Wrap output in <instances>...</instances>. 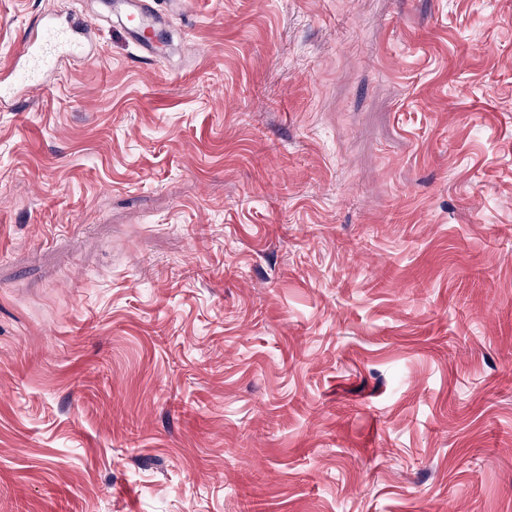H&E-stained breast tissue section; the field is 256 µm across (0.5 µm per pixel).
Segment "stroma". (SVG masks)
<instances>
[{
	"instance_id": "35a3bbf8",
	"label": "stroma",
	"mask_w": 512,
	"mask_h": 512,
	"mask_svg": "<svg viewBox=\"0 0 512 512\" xmlns=\"http://www.w3.org/2000/svg\"><path fill=\"white\" fill-rule=\"evenodd\" d=\"M0 0V512H512V0ZM147 0H123V5L128 16H133L134 20H138L127 33L135 40L141 51L149 56L155 55L154 35L148 29L149 26L142 23V18L148 11ZM90 28L82 20L45 13L31 27L16 50L9 76L13 82L30 86L38 82L37 71L62 60H86L90 56L87 41Z\"/></svg>"
}]
</instances>
